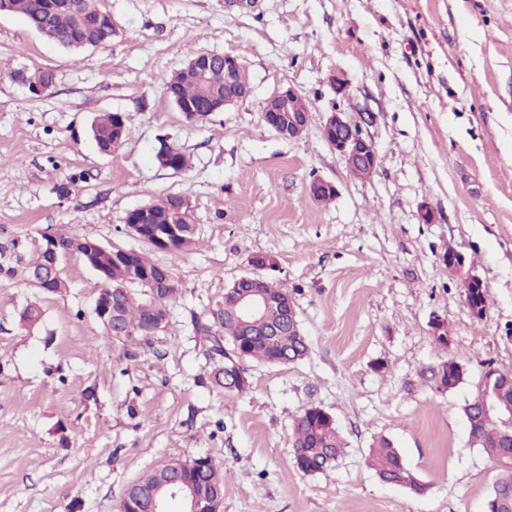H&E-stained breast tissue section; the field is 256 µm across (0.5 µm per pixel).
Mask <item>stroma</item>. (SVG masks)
Listing matches in <instances>:
<instances>
[{"label":"stroma","mask_w":512,"mask_h":512,"mask_svg":"<svg viewBox=\"0 0 512 512\" xmlns=\"http://www.w3.org/2000/svg\"><path fill=\"white\" fill-rule=\"evenodd\" d=\"M100 3L112 40L78 52L0 14V512H117L144 472L198 456L228 469L220 512H486L498 470L471 445L463 407L486 367L512 373V0ZM201 52L238 56L250 93L191 123L166 83ZM37 70L53 75L40 98L20 79ZM289 87L311 116L291 140L261 118ZM335 110L375 146L371 178L325 142ZM104 112L128 117L109 154L90 132ZM164 144L191 168L161 167ZM316 176L338 186L333 202L308 195ZM162 194L190 199L195 244L154 252L180 294L149 346L126 347L93 316L101 282L79 256L62 263L59 294L29 270L48 234L138 247L124 218ZM451 249L484 283L483 316L444 261ZM259 252L276 257L310 352L246 363L248 391L228 397L199 381L193 324ZM31 303L42 316L28 324ZM449 359L463 378L445 389ZM312 406L346 448L306 474L293 425ZM383 437L421 491L378 480L368 458Z\"/></svg>","instance_id":"stroma-1"}]
</instances>
